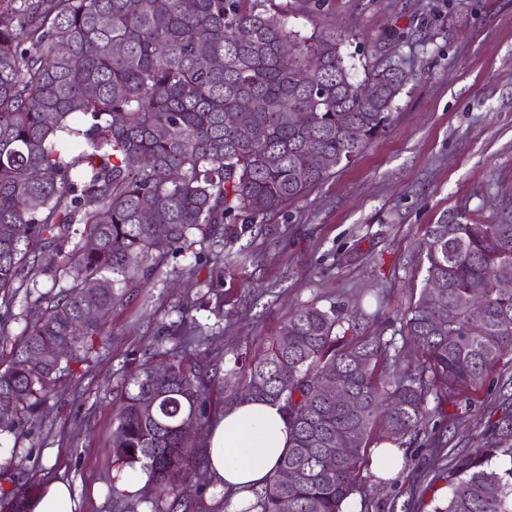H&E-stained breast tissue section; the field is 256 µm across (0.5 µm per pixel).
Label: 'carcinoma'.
I'll return each instance as SVG.
<instances>
[{"instance_id":"cac0c4a2","label":"carcinoma","mask_w":512,"mask_h":512,"mask_svg":"<svg viewBox=\"0 0 512 512\" xmlns=\"http://www.w3.org/2000/svg\"><path fill=\"white\" fill-rule=\"evenodd\" d=\"M287 14L284 0H0V307H12L24 277L44 275L59 287L37 298L40 316L0 366V394L16 404L1 434L41 412L61 374L75 373L105 341L112 306L168 253L190 249L193 231L256 223L386 128L413 73L394 74L391 64L371 71L367 80L383 91L368 98L344 65L336 31L301 40L288 32ZM226 112L237 113L234 125L224 123ZM308 150L321 167L307 164ZM133 156L143 165H131ZM77 224L96 248L71 244ZM158 224L167 231L163 249ZM424 262L419 299L399 317L403 345L358 335L370 319L363 311L302 305L262 356L234 360L248 382L233 398L280 404L291 429L275 472L241 512H345L370 443L401 448L423 435L432 454L446 448L441 405L490 386L494 367L512 354V293L493 281L512 279V218L429 224ZM100 280L109 287H91ZM475 288L483 290L479 321L471 318ZM46 345L60 348L62 360L30 362ZM158 356L128 381L112 448L115 461L147 471L153 512H166L205 465L204 450L178 425L207 420L210 377L179 351ZM336 374L356 407L318 392ZM501 422L492 448L448 471V497L434 512H512V465L483 460L512 462V420ZM331 448L336 470L328 473L321 457ZM287 468L303 473L288 487L280 480ZM24 498L19 483L0 488V503H16L11 512H24Z\"/></svg>"}]
</instances>
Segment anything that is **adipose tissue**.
I'll return each mask as SVG.
<instances>
[{
    "mask_svg": "<svg viewBox=\"0 0 512 512\" xmlns=\"http://www.w3.org/2000/svg\"><path fill=\"white\" fill-rule=\"evenodd\" d=\"M288 420L279 406L244 399L228 406L207 436V470L233 503L249 500L273 473L290 444ZM68 484L52 480L32 494L26 512H76Z\"/></svg>",
    "mask_w": 512,
    "mask_h": 512,
    "instance_id": "adipose-tissue-1",
    "label": "adipose tissue"
}]
</instances>
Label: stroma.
<instances>
[{"label":"stroma","instance_id":"1","mask_svg":"<svg viewBox=\"0 0 512 512\" xmlns=\"http://www.w3.org/2000/svg\"><path fill=\"white\" fill-rule=\"evenodd\" d=\"M288 29L316 40L325 28L354 81L396 62L413 72L386 129L350 163L280 211L254 224H227L188 252L169 254L145 288L112 308L98 357L62 377L45 411L0 436V456L23 455L29 489L67 480L78 512H151L152 484L118 487L112 430L131 374L159 348L207 356V416L216 421L243 375L236 356L255 358L298 305L366 306L383 292L385 310L368 331L397 337L398 311L420 294L424 228L463 216L482 222L512 212V0H321L307 10L288 0ZM40 275L20 282L8 329L18 340L51 292ZM188 320L187 336L165 335ZM508 402L484 389L446 405L448 459L491 440ZM444 463L405 447L399 471L377 498L357 492L346 512H432L448 485ZM187 512H228L207 470L187 485Z\"/></svg>","mask_w":512,"mask_h":512}]
</instances>
